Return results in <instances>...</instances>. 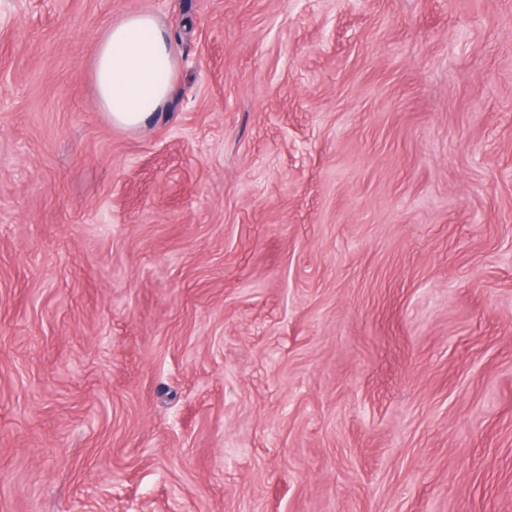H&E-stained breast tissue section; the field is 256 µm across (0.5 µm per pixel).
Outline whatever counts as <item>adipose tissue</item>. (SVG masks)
<instances>
[{"label": "adipose tissue", "instance_id": "ef3b65f1", "mask_svg": "<svg viewBox=\"0 0 512 512\" xmlns=\"http://www.w3.org/2000/svg\"><path fill=\"white\" fill-rule=\"evenodd\" d=\"M175 68L168 32L150 14L111 24L97 44L94 80L110 122L134 130L166 108Z\"/></svg>", "mask_w": 512, "mask_h": 512}]
</instances>
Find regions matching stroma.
Wrapping results in <instances>:
<instances>
[{"label": "stroma", "mask_w": 512, "mask_h": 512, "mask_svg": "<svg viewBox=\"0 0 512 512\" xmlns=\"http://www.w3.org/2000/svg\"><path fill=\"white\" fill-rule=\"evenodd\" d=\"M173 497L512 512V0H0V512ZM174 68L169 34L155 17L134 13L112 23L97 44L93 71L100 107L110 122L135 130L163 114Z\"/></svg>", "instance_id": "35a3bbf8"}]
</instances>
